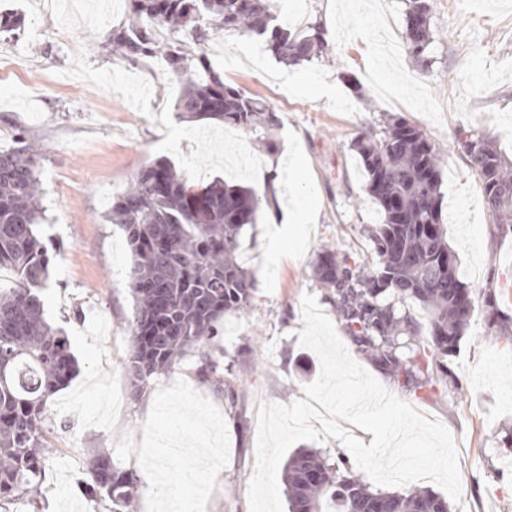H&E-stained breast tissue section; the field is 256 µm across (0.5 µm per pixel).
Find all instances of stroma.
Wrapping results in <instances>:
<instances>
[{
    "instance_id": "obj_1",
    "label": "stroma",
    "mask_w": 512,
    "mask_h": 512,
    "mask_svg": "<svg viewBox=\"0 0 512 512\" xmlns=\"http://www.w3.org/2000/svg\"><path fill=\"white\" fill-rule=\"evenodd\" d=\"M95 2L0 0L1 12L24 19L18 37L0 36V56L24 65L17 77L0 72V147L20 132L41 149L40 234L51 258L43 308L47 321L69 336L79 366L50 403L52 450L41 494L23 512H94L83 464L99 451L136 475L132 512H159L158 490L147 480L153 468L196 512H250L258 406L304 398V386L320 370L318 356L298 343L303 295L312 294L328 318L336 316L313 275L316 255L331 248L355 260L371 257L369 230L382 221L351 148L361 131L402 118L437 146L442 210L460 278L512 318V230L492 224L480 181L453 149L458 134L471 132L512 161V0H433V41L422 61L405 53L384 61L374 51L380 12L391 16L394 39L402 41L404 0H302L304 19L325 29L329 50L322 61L289 70L259 38L217 32L242 58L228 71L223 55L213 52V67L281 120L275 151L241 134L246 167L225 152L223 123L181 116L173 107L176 89L145 63L113 52L108 34L124 12L94 22ZM48 12L81 13L79 53L36 36ZM84 72L90 78L82 94L71 96L68 83ZM293 151L302 157L298 183L311 197L315 221L289 227L272 272L269 230L289 205L288 185L275 172ZM159 157L189 189L220 180L261 193L270 184L276 201L259 211L244 240L256 278L251 309L220 319L205 347L154 375L134 398L123 368L134 307L131 253L124 232L104 216L139 169ZM208 359L233 362L244 382L230 393L204 383L199 370ZM386 387L453 434L461 498L450 501V512H512V340L488 324L483 309L449 357L446 382L415 395L391 381Z\"/></svg>"
}]
</instances>
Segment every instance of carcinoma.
I'll list each match as a JSON object with an SVG mask.
<instances>
[{"label": "carcinoma", "instance_id": "cac0c4a2", "mask_svg": "<svg viewBox=\"0 0 512 512\" xmlns=\"http://www.w3.org/2000/svg\"><path fill=\"white\" fill-rule=\"evenodd\" d=\"M432 0H406L404 44L423 57L433 41ZM22 17L0 13V33L14 34ZM220 30L267 40L278 60L298 66L324 57L318 24L293 29L278 22L271 0H127L126 20L112 29V51L136 62L161 58L179 79L176 110L191 118L236 126L267 148L278 115L216 71L203 44ZM19 147L0 150V272L16 287L0 294V505L39 493L51 448L46 437L48 402L78 370L69 336L44 316L40 294L50 280V257L40 237L45 220L36 167L40 153L17 136ZM481 181L492 222L512 224V163L494 144L471 133L456 137ZM367 178V192L383 222L371 230L376 259L355 263L329 249L315 264L318 282L357 351L414 394L445 383L448 357L457 351L475 298L460 279L441 211V154L415 125L384 123L380 133L353 141ZM268 196L215 181L189 192L169 161L138 171L112 200L106 221L119 224L133 253L129 288L132 346L124 369L134 396L147 380L177 364L188 350L212 338L220 317L244 310L255 291L243 260L242 238L256 223ZM408 300L426 312L422 325L406 311ZM201 368L202 380L232 390L233 362ZM86 486L107 501L106 512H127L136 476L104 452L87 462ZM289 512H448V502L427 488L374 490L339 457L334 463L313 449L292 453L281 476Z\"/></svg>", "mask_w": 512, "mask_h": 512}]
</instances>
